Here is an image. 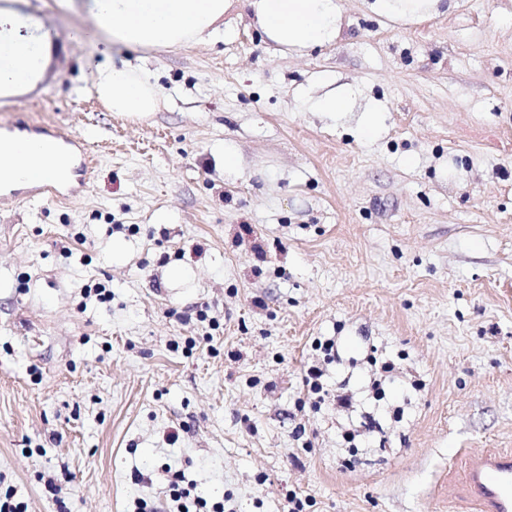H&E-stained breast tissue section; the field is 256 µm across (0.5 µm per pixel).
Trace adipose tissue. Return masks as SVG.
Segmentation results:
<instances>
[{"mask_svg":"<svg viewBox=\"0 0 512 512\" xmlns=\"http://www.w3.org/2000/svg\"><path fill=\"white\" fill-rule=\"evenodd\" d=\"M367 14L401 25L448 14L456 0H361ZM93 36L106 44L158 50L212 43L224 37V16L237 10L285 54L304 55L340 40L342 0H90ZM53 49L49 30L34 15L11 5L0 7V98H14L44 79ZM92 87L111 112L137 120L157 112L162 92L145 65L123 60L90 65ZM311 108L337 119L357 112L360 138L373 139L383 122V105L357 103L352 87L341 84L316 97ZM74 163L53 142L22 135L0 138V184L26 185L34 178H71Z\"/></svg>","mask_w":512,"mask_h":512,"instance_id":"obj_1","label":"adipose tissue"}]
</instances>
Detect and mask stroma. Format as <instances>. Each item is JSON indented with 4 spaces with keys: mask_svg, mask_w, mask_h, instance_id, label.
I'll return each instance as SVG.
<instances>
[{
    "mask_svg": "<svg viewBox=\"0 0 512 512\" xmlns=\"http://www.w3.org/2000/svg\"><path fill=\"white\" fill-rule=\"evenodd\" d=\"M344 5L306 56L232 14L150 51L164 105L136 122L86 61L138 51L89 40L86 0H29L58 50L0 131L65 130L93 165L70 201L0 204V495L178 512L180 472L224 512H468L467 458L512 449V0ZM324 72L385 102L380 138L298 98ZM369 15L401 25L418 24L448 14L457 0H360Z\"/></svg>",
    "mask_w": 512,
    "mask_h": 512,
    "instance_id": "35a3bbf8",
    "label": "stroma"
}]
</instances>
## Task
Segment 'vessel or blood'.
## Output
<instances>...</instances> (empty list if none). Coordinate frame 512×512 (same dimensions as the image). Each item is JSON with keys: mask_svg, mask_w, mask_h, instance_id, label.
Returning <instances> with one entry per match:
<instances>
[{"mask_svg": "<svg viewBox=\"0 0 512 512\" xmlns=\"http://www.w3.org/2000/svg\"><path fill=\"white\" fill-rule=\"evenodd\" d=\"M467 486L479 512H512V451L472 455Z\"/></svg>", "mask_w": 512, "mask_h": 512, "instance_id": "b4317fda", "label": "vessel or blood"}]
</instances>
